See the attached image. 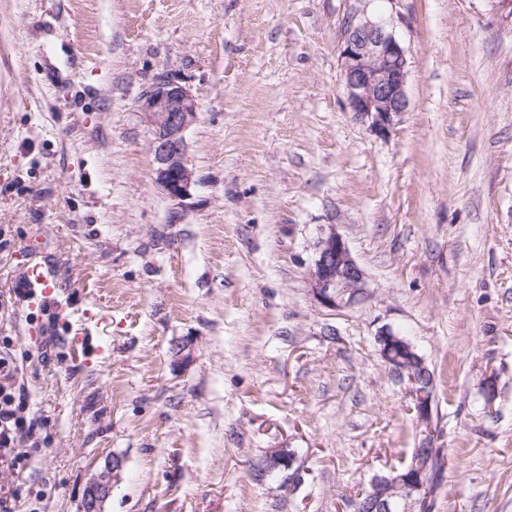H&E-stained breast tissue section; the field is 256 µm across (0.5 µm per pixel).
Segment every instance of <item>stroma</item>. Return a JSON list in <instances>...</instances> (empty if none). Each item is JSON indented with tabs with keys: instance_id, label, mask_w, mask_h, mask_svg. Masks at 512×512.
Listing matches in <instances>:
<instances>
[{
	"instance_id": "35a3bbf8",
	"label": "stroma",
	"mask_w": 512,
	"mask_h": 512,
	"mask_svg": "<svg viewBox=\"0 0 512 512\" xmlns=\"http://www.w3.org/2000/svg\"><path fill=\"white\" fill-rule=\"evenodd\" d=\"M405 47L408 107L371 131L341 87L351 16ZM198 103L173 199L139 108L159 72ZM336 228L367 296L308 294ZM0 305L43 448L16 512H350L423 432L377 353L384 326L435 376L431 512H512V12L497 0H0ZM294 453L269 468L271 449ZM21 280V288H19V286L13 288L15 299L18 298L19 300L27 301L29 299V292L24 291V288H28L32 293V299H39L41 304L46 302L51 305L50 296L52 294L53 284L47 266L35 265L29 267L26 272H24ZM113 466H108L98 473L89 483L86 502L89 512H101V506L112 488Z\"/></svg>"
}]
</instances>
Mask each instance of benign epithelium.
Masks as SVG:
<instances>
[{
    "label": "benign epithelium",
    "instance_id": "7a95c632",
    "mask_svg": "<svg viewBox=\"0 0 512 512\" xmlns=\"http://www.w3.org/2000/svg\"><path fill=\"white\" fill-rule=\"evenodd\" d=\"M341 60L350 110L378 134H389L408 106L405 48L385 23L357 14L347 23ZM141 112L151 130L154 181L167 195L181 199L195 183L187 162L186 133L197 120L196 99L187 87L160 73L141 98ZM307 285L315 303L334 311L351 308L365 297V272L333 224L318 241ZM377 344L384 363L411 385L408 413L424 427V439L409 463L373 478L352 503L353 512H420L434 489L432 385L425 384L431 372L413 343L392 328L379 332ZM112 470L108 466L90 481L86 497L90 512H101L112 488Z\"/></svg>",
    "mask_w": 512,
    "mask_h": 512
}]
</instances>
